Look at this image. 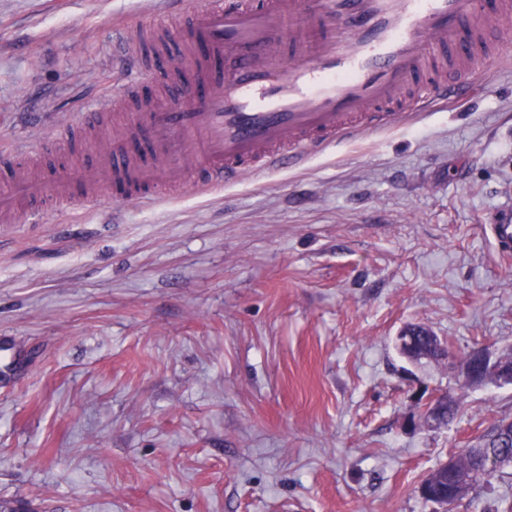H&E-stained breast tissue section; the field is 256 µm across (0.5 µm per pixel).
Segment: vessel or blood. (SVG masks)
Segmentation results:
<instances>
[{
	"mask_svg": "<svg viewBox=\"0 0 512 512\" xmlns=\"http://www.w3.org/2000/svg\"><path fill=\"white\" fill-rule=\"evenodd\" d=\"M178 36L156 21L120 42L143 107L103 160L26 176L31 151L0 157V212L150 202L305 162L360 130L391 126L409 89L451 98L496 59L512 0H194ZM88 112L58 129L102 125Z\"/></svg>",
	"mask_w": 512,
	"mask_h": 512,
	"instance_id": "b4317fda",
	"label": "vessel or blood"
}]
</instances>
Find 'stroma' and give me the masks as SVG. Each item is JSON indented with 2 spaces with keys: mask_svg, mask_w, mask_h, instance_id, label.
I'll use <instances>...</instances> for the list:
<instances>
[{
  "mask_svg": "<svg viewBox=\"0 0 512 512\" xmlns=\"http://www.w3.org/2000/svg\"><path fill=\"white\" fill-rule=\"evenodd\" d=\"M159 0H0V150L72 158ZM300 166L0 223V512H441L417 488L512 385L409 361L512 357V53ZM463 414L424 422L426 398ZM453 512H512V475ZM103 112H88L81 115L74 122L57 130V135L61 138L75 137L81 131L100 128L102 125ZM416 342L414 347L403 349L401 352L402 355L407 357L408 359L418 361L425 357H433V358H441L446 354V349H442L438 347V344H435L436 336H415Z\"/></svg>",
  "mask_w": 512,
  "mask_h": 512,
  "instance_id": "1",
  "label": "stroma"
}]
</instances>
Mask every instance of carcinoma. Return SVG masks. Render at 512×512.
<instances>
[{
	"instance_id": "obj_1",
	"label": "carcinoma",
	"mask_w": 512,
	"mask_h": 512,
	"mask_svg": "<svg viewBox=\"0 0 512 512\" xmlns=\"http://www.w3.org/2000/svg\"><path fill=\"white\" fill-rule=\"evenodd\" d=\"M434 336H418L414 347L403 349L401 354L405 357L418 361L425 357L441 358L445 356L446 350L435 344ZM439 421L437 427L447 426L460 414V408L454 397L446 395L438 399ZM506 454L512 456V422L504 420L491 424L485 431L475 439V443L460 448L455 453L456 473L460 476L466 489L470 490L475 486L492 485V482L503 476L509 468L487 470L483 467V461L489 456ZM455 477L448 474L446 467H441L432 474V483L436 485L437 497L429 499L431 503H437L444 508V512H451L452 506L464 498L453 490Z\"/></svg>"
}]
</instances>
